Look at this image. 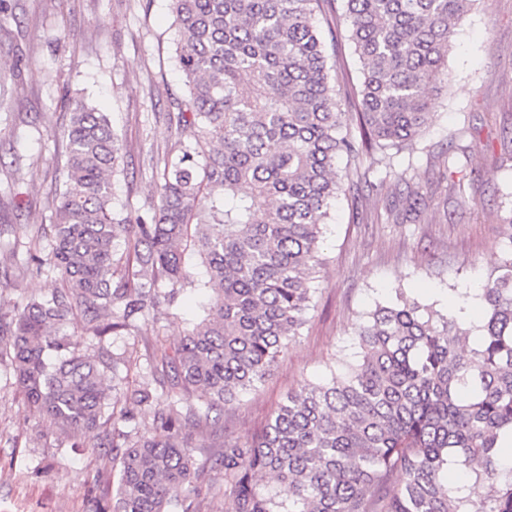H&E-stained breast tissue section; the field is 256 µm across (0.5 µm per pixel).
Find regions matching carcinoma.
Segmentation results:
<instances>
[{
    "instance_id": "obj_1",
    "label": "carcinoma",
    "mask_w": 512,
    "mask_h": 512,
    "mask_svg": "<svg viewBox=\"0 0 512 512\" xmlns=\"http://www.w3.org/2000/svg\"><path fill=\"white\" fill-rule=\"evenodd\" d=\"M342 2L360 65L345 109L320 0H172L184 89L163 114L177 140L143 216L112 194L122 154L108 113L68 99L65 189L49 248L30 254L62 287L0 315V368L73 440L98 430L96 447L115 452L118 487L98 512H169L172 490L193 483L182 428L253 390L300 334L332 202L359 177L350 163L422 134L428 91L448 82L445 60L474 0ZM186 242L200 275L184 265ZM184 287L207 294L206 315L161 350L162 366L207 401L167 397L155 411L162 437L125 431L160 396L134 386L115 409L105 373L120 359L102 346L81 352L62 328L78 313L92 339L128 332ZM480 299L470 349V329L451 314L401 292L376 304L341 375L289 393L260 432L211 461L231 512H468L473 497L512 512V216Z\"/></svg>"
}]
</instances>
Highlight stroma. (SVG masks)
<instances>
[{
	"label": "stroma",
	"mask_w": 512,
	"mask_h": 512,
	"mask_svg": "<svg viewBox=\"0 0 512 512\" xmlns=\"http://www.w3.org/2000/svg\"><path fill=\"white\" fill-rule=\"evenodd\" d=\"M171 9V0H0V68L17 75L0 90V312L56 286L31 272L27 249L52 222L69 98L108 112L127 166L113 176L112 192L129 215L154 199L156 164L177 139L160 114L183 92ZM341 11V0H324L318 18L335 30L333 83L344 102L360 73L346 27L335 24ZM447 65L448 83L431 98L423 135L361 156L365 179L338 197L314 305L288 353L256 390L225 406L220 430L186 427L198 461L259 429L300 384L340 373L355 352L353 323L397 292L479 325L480 288L501 263L503 220L512 214V0H474ZM446 150L454 175L445 180ZM403 178L422 200L400 223L390 209ZM199 302L180 291L172 307L131 334L106 336L112 354L135 364L129 379L168 393L151 370L162 348L200 319ZM96 441L90 434L73 447L0 375V512H95L96 499L111 498L119 478L118 462ZM175 496L188 512H226L224 474L205 469L195 487Z\"/></svg>",
	"instance_id": "1"
}]
</instances>
